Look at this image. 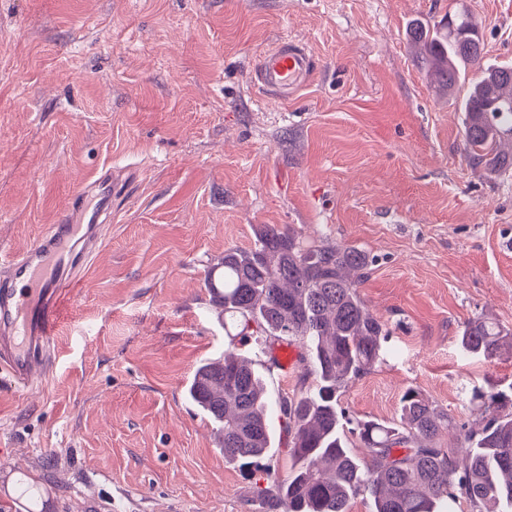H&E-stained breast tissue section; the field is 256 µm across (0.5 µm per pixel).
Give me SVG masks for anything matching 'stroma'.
I'll use <instances>...</instances> for the list:
<instances>
[{
    "mask_svg": "<svg viewBox=\"0 0 512 512\" xmlns=\"http://www.w3.org/2000/svg\"><path fill=\"white\" fill-rule=\"evenodd\" d=\"M460 4L483 62L512 61V0H0V249L29 246L76 184L111 167L112 218L63 310L36 388L0 380V512H254L184 389L226 336L203 286L261 224L366 251L359 292L390 351L349 383L348 414L401 422L423 391L453 448L473 394L512 385V353L459 344L465 322L512 328V172L473 167L459 96L407 36ZM319 62L290 101L250 79L283 39Z\"/></svg>",
    "mask_w": 512,
    "mask_h": 512,
    "instance_id": "35a3bbf8",
    "label": "stroma"
}]
</instances>
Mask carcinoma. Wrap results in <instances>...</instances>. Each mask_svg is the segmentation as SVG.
<instances>
[{"label": "carcinoma", "instance_id": "1", "mask_svg": "<svg viewBox=\"0 0 512 512\" xmlns=\"http://www.w3.org/2000/svg\"><path fill=\"white\" fill-rule=\"evenodd\" d=\"M412 42L437 88L465 90L460 111L471 165L491 174L512 169V65L482 67L483 36L464 10L435 25L416 23ZM480 76L468 78V68ZM367 253L327 239L307 241L264 224L247 250L227 249L211 264L204 288L224 315V331L254 337L263 355L274 345L302 346L304 372L316 383L298 398H266V381L252 361L231 351L204 361L186 397L216 429L224 462L266 480L255 485L260 512H350L351 499L371 512H512V397L478 395L481 423L466 432L458 457L437 445L452 419L417 388L401 397L402 425L348 415L340 396L350 382L384 360L388 329L359 293ZM512 330L477 315L459 336L463 350L487 359ZM278 423L293 461L277 477L268 451ZM356 440L359 456L350 448Z\"/></svg>", "mask_w": 512, "mask_h": 512}]
</instances>
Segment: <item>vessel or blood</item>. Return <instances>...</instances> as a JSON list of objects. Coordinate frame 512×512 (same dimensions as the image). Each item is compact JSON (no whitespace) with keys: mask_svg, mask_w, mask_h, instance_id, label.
I'll list each match as a JSON object with an SVG mask.
<instances>
[{"mask_svg":"<svg viewBox=\"0 0 512 512\" xmlns=\"http://www.w3.org/2000/svg\"><path fill=\"white\" fill-rule=\"evenodd\" d=\"M316 66L299 41L288 39L259 56L251 79L285 100L311 79ZM111 198L112 172L106 169L78 184L57 223L26 250L0 259V372L14 386L29 387L36 367L51 362L61 313L98 245Z\"/></svg>","mask_w":512,"mask_h":512,"instance_id":"1","label":"vessel or blood"}]
</instances>
